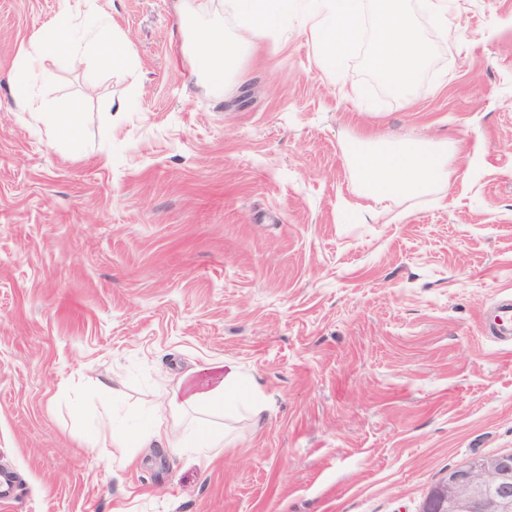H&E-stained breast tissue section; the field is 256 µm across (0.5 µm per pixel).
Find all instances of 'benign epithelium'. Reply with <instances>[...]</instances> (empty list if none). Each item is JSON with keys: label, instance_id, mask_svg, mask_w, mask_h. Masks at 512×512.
Instances as JSON below:
<instances>
[{"label": "benign epithelium", "instance_id": "7a95c632", "mask_svg": "<svg viewBox=\"0 0 512 512\" xmlns=\"http://www.w3.org/2000/svg\"><path fill=\"white\" fill-rule=\"evenodd\" d=\"M422 512H512V453L477 457L449 471Z\"/></svg>", "mask_w": 512, "mask_h": 512}]
</instances>
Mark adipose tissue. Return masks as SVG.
<instances>
[{
  "instance_id": "1",
  "label": "adipose tissue",
  "mask_w": 512,
  "mask_h": 512,
  "mask_svg": "<svg viewBox=\"0 0 512 512\" xmlns=\"http://www.w3.org/2000/svg\"><path fill=\"white\" fill-rule=\"evenodd\" d=\"M69 30L70 25L66 22L48 25L34 41L21 48L15 80V94L19 103L27 106L33 103L26 75L39 64L45 48L66 50L74 63H82L83 57L71 41ZM347 153L361 193L378 201L421 194L448 174L447 152L425 143L398 146L373 143L356 136L349 140ZM244 388L243 376L236 365L210 362L196 369L194 376L181 378L175 389L165 392L162 405L169 409V415L178 416L195 408L219 411ZM167 417H158L149 432L120 438L118 447L142 448L163 442L200 451L223 447V437L200 426L183 436H176L175 428L169 424Z\"/></svg>"
}]
</instances>
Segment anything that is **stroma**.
<instances>
[{
  "label": "stroma",
  "mask_w": 512,
  "mask_h": 512,
  "mask_svg": "<svg viewBox=\"0 0 512 512\" xmlns=\"http://www.w3.org/2000/svg\"><path fill=\"white\" fill-rule=\"evenodd\" d=\"M223 18L224 0H189ZM135 57L48 53V141L12 94L19 49L64 10ZM175 0H0V512H420L472 458L512 451V0L417 9L436 57L393 96L302 34L260 32L222 89ZM448 147L430 193H358L347 142ZM266 410L211 418L207 454L116 448L208 361ZM426 10L435 19L436 23L441 27L442 31L448 36V31L456 36L458 29L454 27L448 18V1L447 0H424ZM37 112V119L42 123L46 135L51 141H55L64 131L74 137L79 129L78 114L80 107L77 103H72L64 111L45 112L38 110Z\"/></svg>",
  "instance_id": "obj_1"
}]
</instances>
